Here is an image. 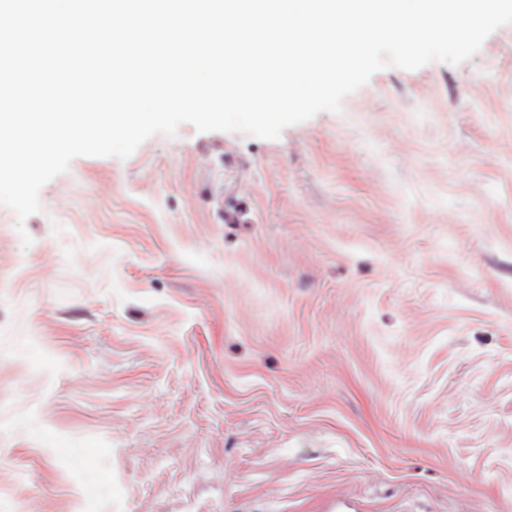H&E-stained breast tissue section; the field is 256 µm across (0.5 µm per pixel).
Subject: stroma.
Returning a JSON list of instances; mask_svg holds the SVG:
<instances>
[{"mask_svg": "<svg viewBox=\"0 0 512 512\" xmlns=\"http://www.w3.org/2000/svg\"><path fill=\"white\" fill-rule=\"evenodd\" d=\"M39 198L0 206V512H512V26Z\"/></svg>", "mask_w": 512, "mask_h": 512, "instance_id": "1", "label": "stroma"}]
</instances>
